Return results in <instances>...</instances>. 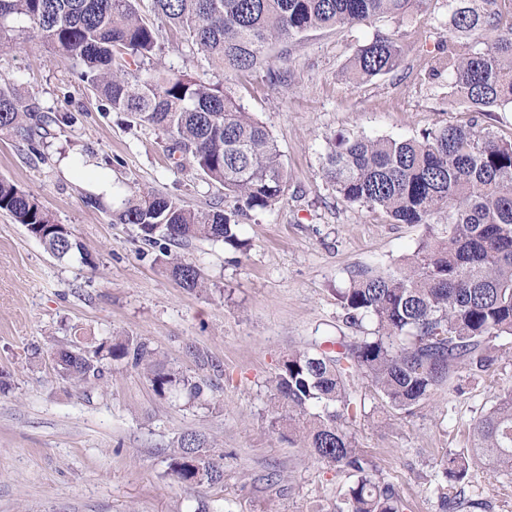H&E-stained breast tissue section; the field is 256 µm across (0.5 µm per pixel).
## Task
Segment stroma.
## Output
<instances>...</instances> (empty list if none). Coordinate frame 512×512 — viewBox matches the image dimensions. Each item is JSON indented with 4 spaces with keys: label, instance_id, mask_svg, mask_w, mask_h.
I'll use <instances>...</instances> for the list:
<instances>
[{
    "label": "stroma",
    "instance_id": "obj_1",
    "mask_svg": "<svg viewBox=\"0 0 512 512\" xmlns=\"http://www.w3.org/2000/svg\"><path fill=\"white\" fill-rule=\"evenodd\" d=\"M394 30L408 48L398 71L349 86L344 71L357 48ZM448 35L446 0H435L425 14L271 41L270 62L287 58L284 82L271 81L262 66L229 89L275 139L289 190L272 209L240 217L247 253L205 241L183 248L204 281L188 292L165 272L160 247L143 245L136 226L113 223L110 211L138 189L206 209L223 199V187L173 163L166 136L103 111L69 62L13 32L11 47L0 48V84L49 115L71 112L77 121L48 126L42 161L0 130V178L68 225L94 264L53 257L0 212V374L10 384L0 394V512H194L201 499L212 512H334L352 479L280 440L270 425L269 381L289 350L354 335L342 322L337 289L357 271L393 267L425 237V225L393 224L344 202L324 179L322 161L340 133L399 139L469 123L473 114L449 96L447 78L427 75L429 51ZM154 63L218 79L176 33ZM76 155L111 170V203H90L84 177L61 167ZM76 334L149 340L169 367L214 383V398L197 405L159 397L140 371L117 362L107 364L103 383L73 388L49 352ZM499 345L492 376L458 393L436 391L414 415L366 399L357 445L398 487L405 512H442L438 459L469 447L471 420L512 386V337ZM191 430L223 453L222 485L187 490L169 474L168 454Z\"/></svg>",
    "mask_w": 512,
    "mask_h": 512
}]
</instances>
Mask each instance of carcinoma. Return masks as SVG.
<instances>
[{"label": "carcinoma", "mask_w": 512, "mask_h": 512, "mask_svg": "<svg viewBox=\"0 0 512 512\" xmlns=\"http://www.w3.org/2000/svg\"><path fill=\"white\" fill-rule=\"evenodd\" d=\"M135 2L0 0V42L13 24L26 23L101 94L105 111L163 130L169 158L190 160L224 187V200L203 210L135 191L112 214L115 223L135 225L146 245L207 240L242 249L236 217L275 206L288 191V172L267 128L224 82L265 64L274 38L366 26L411 8L426 13L434 0H153L157 18L184 34L221 73L216 82L151 68L161 50L160 29L139 18ZM451 18L461 35L432 52L428 74L448 76V94L488 118L512 104V0H483L479 11L454 5ZM405 55L398 32H378L349 61L345 79L355 85L391 74ZM75 120L71 112L50 116L0 87V129L43 161L46 127ZM322 173L344 201L380 211L395 224H424L428 234L403 263L386 272L361 271L337 293L343 322L362 335L328 337L313 352L288 353L271 380V415L279 431H287L288 444L354 478L336 512H403L398 489L381 477L349 430L365 414L350 378L360 375L381 406L409 416L432 392L460 391L494 370L497 341L512 336V138L479 129L476 119L405 140L339 135L328 142ZM0 212L53 256L93 265L67 225L4 178ZM168 271L188 291L203 287L188 258H172ZM52 361L75 388L101 380L104 362L115 361L141 371L162 398L178 394L201 403L214 393L213 384L165 364L146 339L105 336L91 345L77 339L57 346ZM469 435L472 447L447 451L439 460L450 482L441 493L446 512L482 506L465 497L478 474L512 476L511 386L471 421ZM168 468L187 489L224 481V455L196 431L180 436Z\"/></svg>", "instance_id": "carcinoma-1"}]
</instances>
